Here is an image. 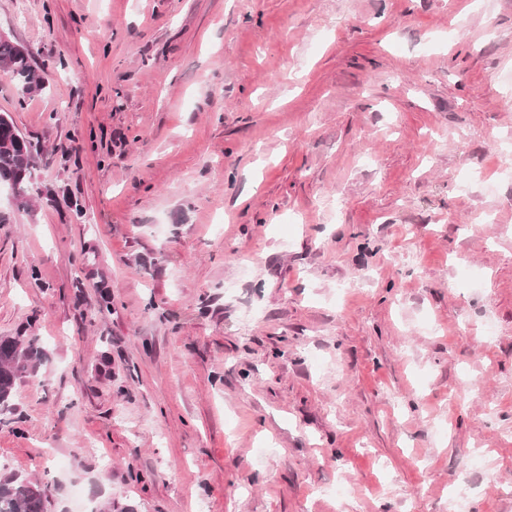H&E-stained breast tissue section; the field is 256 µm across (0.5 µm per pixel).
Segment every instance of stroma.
Masks as SVG:
<instances>
[{
    "mask_svg": "<svg viewBox=\"0 0 512 512\" xmlns=\"http://www.w3.org/2000/svg\"><path fill=\"white\" fill-rule=\"evenodd\" d=\"M40 191L0 478L46 512H512V0H0ZM496 330L486 338L487 327ZM0 74L13 78L22 94L30 95L45 89L44 69L34 66L29 53L0 33Z\"/></svg>",
    "mask_w": 512,
    "mask_h": 512,
    "instance_id": "1",
    "label": "stroma"
}]
</instances>
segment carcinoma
Returning a JSON list of instances; mask_svg holds the SVG:
<instances>
[{"label":"carcinoma","instance_id":"cac0c4a2","mask_svg":"<svg viewBox=\"0 0 512 512\" xmlns=\"http://www.w3.org/2000/svg\"><path fill=\"white\" fill-rule=\"evenodd\" d=\"M0 74L16 80L22 94L45 89V71L34 66L29 53L9 39L0 37ZM35 147L17 129L12 118L0 114V183L12 186L20 207L29 205L34 189ZM41 351L35 340L22 345L16 337L0 336V409L10 410L18 378L36 371L41 365ZM0 512H46V495L32 481L10 476L0 482Z\"/></svg>","mask_w":512,"mask_h":512}]
</instances>
